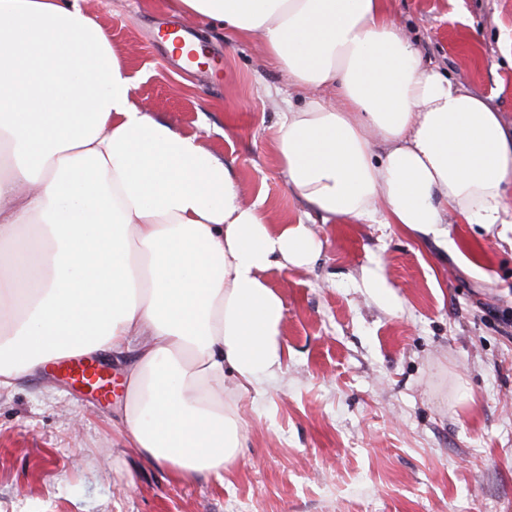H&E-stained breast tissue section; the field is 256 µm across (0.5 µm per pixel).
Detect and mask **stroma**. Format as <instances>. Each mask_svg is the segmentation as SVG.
Here are the masks:
<instances>
[{"label":"stroma","mask_w":512,"mask_h":512,"mask_svg":"<svg viewBox=\"0 0 512 512\" xmlns=\"http://www.w3.org/2000/svg\"><path fill=\"white\" fill-rule=\"evenodd\" d=\"M165 0H87L123 49L135 100L202 131L270 223L311 217L275 150L303 103L260 46L203 30L224 55L210 84L150 39ZM426 62L464 81L512 127V0H391ZM317 261L273 269L287 296V366L241 404L247 442L223 481H178L121 447L127 359L101 363L112 393L56 364L0 393V512H512V247L475 224L458 249L395 224H324ZM380 261L400 305L360 286Z\"/></svg>","instance_id":"35a3bbf8"}]
</instances>
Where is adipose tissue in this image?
Returning <instances> with one entry per match:
<instances>
[{
  "label": "adipose tissue",
  "instance_id": "adipose-tissue-1",
  "mask_svg": "<svg viewBox=\"0 0 512 512\" xmlns=\"http://www.w3.org/2000/svg\"><path fill=\"white\" fill-rule=\"evenodd\" d=\"M84 0H0V391L70 353L131 354L124 447L178 481L223 480L243 395L282 371L285 297L311 224L271 227L201 135L133 99ZM389 0H173L259 40L302 91L276 148L323 221L396 224L456 250L449 221L512 212V132L426 65Z\"/></svg>",
  "mask_w": 512,
  "mask_h": 512
}]
</instances>
